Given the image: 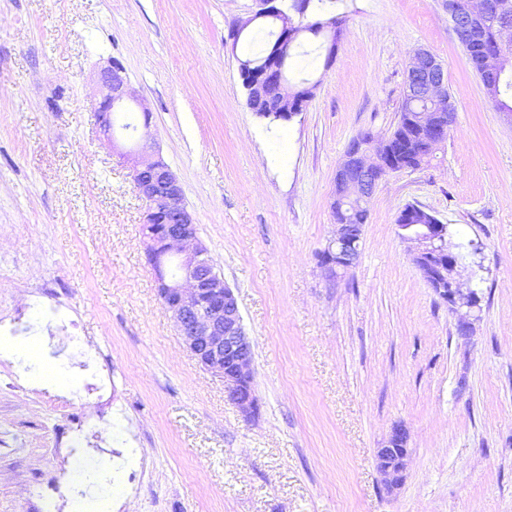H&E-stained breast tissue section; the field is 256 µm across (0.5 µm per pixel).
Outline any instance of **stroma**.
Here are the masks:
<instances>
[{"label": "stroma", "mask_w": 512, "mask_h": 512, "mask_svg": "<svg viewBox=\"0 0 512 512\" xmlns=\"http://www.w3.org/2000/svg\"><path fill=\"white\" fill-rule=\"evenodd\" d=\"M254 0H0V320L44 298L40 337L73 380L52 389L0 362V512H86L104 487L112 512H512V121L491 101L444 0H335L336 60L319 40L306 110L285 124L246 105L229 34ZM445 68L455 123L421 167L382 179L367 203L357 263L325 278L330 203L350 143L394 129L417 50ZM119 60L151 112L149 132L177 176L215 269L254 346L258 417L186 349L161 305L141 224L147 203L107 144L90 99ZM416 205L452 238L480 244L462 287L481 288L470 340L412 261L396 219ZM110 376L88 390L80 357ZM467 379L459 390V379ZM112 440L58 448L79 421ZM410 432L406 480L387 493L375 455Z\"/></svg>", "instance_id": "1"}]
</instances>
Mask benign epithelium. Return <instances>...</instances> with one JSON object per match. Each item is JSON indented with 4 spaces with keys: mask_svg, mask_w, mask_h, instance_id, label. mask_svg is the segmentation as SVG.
Listing matches in <instances>:
<instances>
[{
    "mask_svg": "<svg viewBox=\"0 0 512 512\" xmlns=\"http://www.w3.org/2000/svg\"><path fill=\"white\" fill-rule=\"evenodd\" d=\"M252 16L236 26L240 32L246 25L272 16L282 15L279 0H256ZM448 19L458 41L474 44L484 41L489 19L512 10V0H445ZM299 30L283 24L282 30L268 43L267 67L251 71L255 84L275 85V105L257 117L270 123H288L300 114L307 101L296 96V87L288 84L281 73V62ZM403 94H418L432 102L430 108H419L410 115V125L417 133L413 140L414 159L431 156L448 138L455 122V108L448 95L445 70L441 61L426 50L414 53L407 70ZM292 103L290 112L279 107ZM143 112V128L150 127L148 108L131 88L123 65L109 61L100 73L99 86L93 100L103 136L117 147L112 134V112L129 104ZM141 136L142 145L126 152L133 181L148 203L142 224V236L148 264L156 280L157 296L172 314L177 331L186 348L207 372L224 381V393L249 418L258 414L259 406L252 387L253 346L245 332L237 297L218 273L198 236L197 224L188 210L182 186L161 156ZM398 155L390 139L376 140L363 134L348 146L336 169L335 192L331 212L336 234L320 252L318 263L325 276L334 280L359 258L363 225L354 223L350 212L366 205L377 184L397 171ZM400 237L412 244V258L436 296L452 311L479 307L478 293L462 288L451 277L460 260L454 253L455 243L447 236V225L400 224ZM410 433L396 424L376 452V467L387 493L401 489L406 478Z\"/></svg>",
    "mask_w": 512,
    "mask_h": 512,
    "instance_id": "benign-epithelium-1",
    "label": "benign epithelium"
}]
</instances>
